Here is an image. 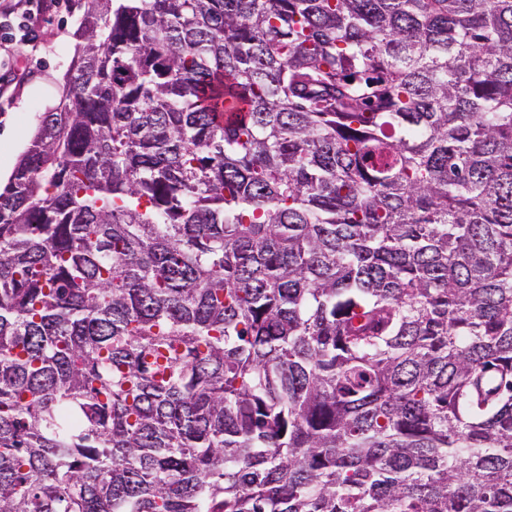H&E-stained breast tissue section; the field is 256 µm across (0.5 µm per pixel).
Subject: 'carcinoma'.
<instances>
[{"instance_id":"carcinoma-1","label":"carcinoma","mask_w":512,"mask_h":512,"mask_svg":"<svg viewBox=\"0 0 512 512\" xmlns=\"http://www.w3.org/2000/svg\"><path fill=\"white\" fill-rule=\"evenodd\" d=\"M0 191V512H512V0H84Z\"/></svg>"}]
</instances>
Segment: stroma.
<instances>
[{
	"label": "stroma",
	"instance_id": "obj_1",
	"mask_svg": "<svg viewBox=\"0 0 512 512\" xmlns=\"http://www.w3.org/2000/svg\"><path fill=\"white\" fill-rule=\"evenodd\" d=\"M79 10L58 8L41 25V39L16 62L14 80L0 96V164L16 163L29 146L40 114L59 98L60 81L74 54Z\"/></svg>",
	"mask_w": 512,
	"mask_h": 512
}]
</instances>
